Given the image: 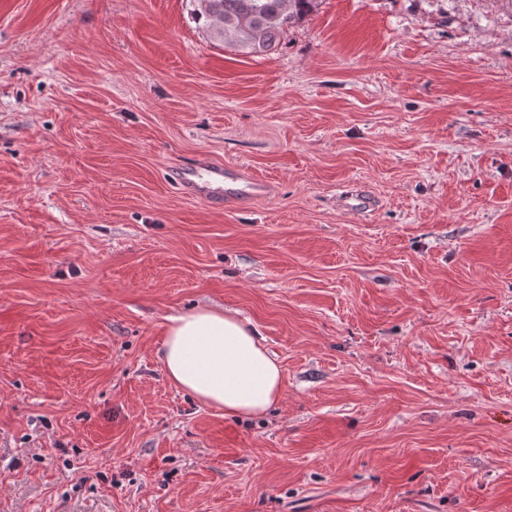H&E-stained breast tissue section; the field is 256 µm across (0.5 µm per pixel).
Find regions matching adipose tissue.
<instances>
[{
	"instance_id": "adipose-tissue-1",
	"label": "adipose tissue",
	"mask_w": 512,
	"mask_h": 512,
	"mask_svg": "<svg viewBox=\"0 0 512 512\" xmlns=\"http://www.w3.org/2000/svg\"><path fill=\"white\" fill-rule=\"evenodd\" d=\"M162 363L178 389L228 415H264L283 395L282 368L255 327L220 308L168 316Z\"/></svg>"
}]
</instances>
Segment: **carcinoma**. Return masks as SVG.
Here are the masks:
<instances>
[{
    "label": "carcinoma",
    "instance_id": "1",
    "mask_svg": "<svg viewBox=\"0 0 512 512\" xmlns=\"http://www.w3.org/2000/svg\"><path fill=\"white\" fill-rule=\"evenodd\" d=\"M192 15L207 34L243 55L274 51L295 23L313 12L317 0H191Z\"/></svg>",
    "mask_w": 512,
    "mask_h": 512
}]
</instances>
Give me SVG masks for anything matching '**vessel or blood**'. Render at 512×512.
<instances>
[{"label": "vessel or blood", "instance_id": "1", "mask_svg": "<svg viewBox=\"0 0 512 512\" xmlns=\"http://www.w3.org/2000/svg\"><path fill=\"white\" fill-rule=\"evenodd\" d=\"M206 168L205 177H198L194 171L181 169L176 177L181 192L193 198L209 200L215 193H223L226 202H235L237 197L257 198L268 194L270 184L266 180L246 174L234 165L215 164L208 158H201Z\"/></svg>", "mask_w": 512, "mask_h": 512}]
</instances>
